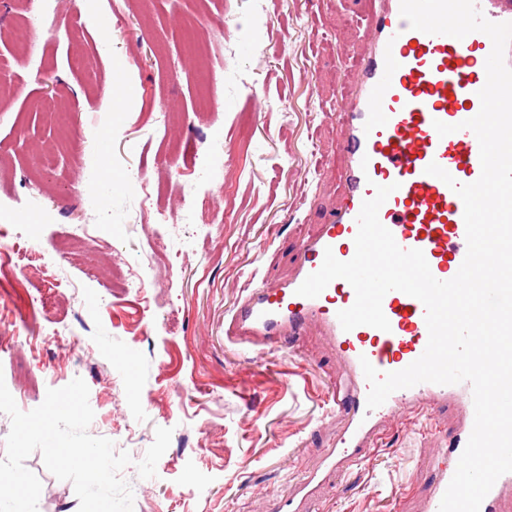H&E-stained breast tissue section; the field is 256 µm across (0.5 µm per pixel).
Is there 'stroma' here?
I'll list each match as a JSON object with an SVG mask.
<instances>
[{
	"label": "stroma",
	"mask_w": 512,
	"mask_h": 512,
	"mask_svg": "<svg viewBox=\"0 0 512 512\" xmlns=\"http://www.w3.org/2000/svg\"><path fill=\"white\" fill-rule=\"evenodd\" d=\"M114 6L0 10V256L16 264L0 278V377L25 412L48 389L86 382L89 434L132 458L121 476L133 512H268V493L290 491L336 437L337 365L314 335L297 356L242 352L225 344L224 319L250 276L287 277L294 239L336 204L312 179L318 160L336 163L322 110L349 66L336 31L363 0H122L118 17ZM49 98L69 112L80 153L60 138ZM217 153L224 176L208 188L206 226L188 200ZM137 168L161 189L158 218L124 187ZM86 182L98 191L89 206L77 199ZM435 446L394 423L326 486V512H417ZM25 465L42 484L38 512H78L72 483L41 452Z\"/></svg>",
	"instance_id": "35a3bbf8"
}]
</instances>
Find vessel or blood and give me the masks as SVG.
<instances>
[{"mask_svg": "<svg viewBox=\"0 0 512 512\" xmlns=\"http://www.w3.org/2000/svg\"><path fill=\"white\" fill-rule=\"evenodd\" d=\"M486 19L512 22V0H476ZM355 76L340 89L343 106L334 116L340 134L341 203L315 233L297 237L295 265L288 278L270 284L250 279L244 296L224 320V340L245 351L296 347L309 332L323 336L336 355L342 382L333 391L341 428L331 448L308 465L291 491L271 499L269 512H314L324 487L377 448L389 422L410 417L436 418L446 410L457 416L435 449V472L418 512H439L474 425L470 383H421L393 392L380 407H366L370 385L361 363L379 372L406 368L428 342L425 308L416 298L393 290L382 300L389 331L360 325L343 330L339 311L356 299L353 287L338 278L315 298L297 288L317 271L325 251L341 261L353 258L357 217L379 185L395 190L379 209V219L405 250H421L433 276L453 278L467 251L461 198L426 168L437 163L456 181L471 183L481 174L480 148L464 121L480 110L486 83L490 38L472 32L463 39L412 29L402 17L400 0H368L359 32ZM456 125L439 136L434 121ZM480 512H512V473L502 475L483 500Z\"/></svg>", "mask_w": 512, "mask_h": 512, "instance_id": "1", "label": "vessel or blood"}]
</instances>
